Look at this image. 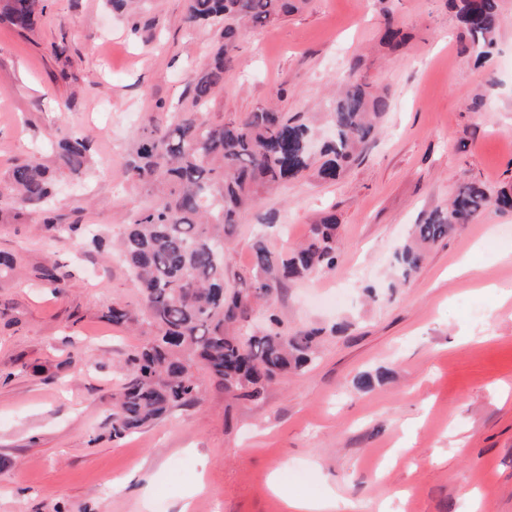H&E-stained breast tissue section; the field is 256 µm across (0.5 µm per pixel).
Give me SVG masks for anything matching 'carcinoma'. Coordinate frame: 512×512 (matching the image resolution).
I'll use <instances>...</instances> for the list:
<instances>
[{"mask_svg":"<svg viewBox=\"0 0 512 512\" xmlns=\"http://www.w3.org/2000/svg\"><path fill=\"white\" fill-rule=\"evenodd\" d=\"M304 0H188L186 21L216 28L222 44L189 82V104L161 128L145 126L127 160L128 172L151 196L135 212L118 243L136 285L139 307L115 302L102 314L115 327L140 332L146 339L128 355L127 373L112 408L111 434L122 438L166 417L176 407L197 405L202 370L228 394L259 398L272 382L311 362L318 331L281 330L271 311L261 335L242 331L256 305L269 302L286 284L330 270L338 260L336 215L328 213L311 227L306 241L286 254L264 241L252 244L253 263L235 275L225 291L226 241L261 192L304 176L312 167L324 181L336 180L345 165L364 149L375 131L374 120L388 111L387 98L373 95L351 68L331 110L333 135L310 150L312 122L262 106L243 117L215 122L208 104L224 87V76L237 60L238 42L248 28L272 26ZM458 14L478 54H488L500 23L499 0H459ZM45 0H0V19L20 32L30 31ZM382 44L397 49L404 37L385 18ZM92 152L87 136L69 135L56 144L58 165L79 175ZM8 206L47 214L54 183L49 167L33 155L9 174ZM512 211V188L490 197L470 183L450 207L431 212L414 225L413 241L395 261L405 279L423 263L424 246L448 237L487 207ZM49 232L79 234L76 224H59L47 215ZM34 279L59 289L69 274L55 262L33 271Z\"/></svg>","mask_w":512,"mask_h":512,"instance_id":"obj_1","label":"carcinoma"}]
</instances>
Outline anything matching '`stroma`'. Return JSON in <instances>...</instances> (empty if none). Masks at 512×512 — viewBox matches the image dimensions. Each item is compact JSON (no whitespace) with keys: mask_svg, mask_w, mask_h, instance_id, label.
I'll return each mask as SVG.
<instances>
[{"mask_svg":"<svg viewBox=\"0 0 512 512\" xmlns=\"http://www.w3.org/2000/svg\"><path fill=\"white\" fill-rule=\"evenodd\" d=\"M47 4L32 31L0 23V193L40 152L60 223L114 241L150 201L126 168L132 137L167 123L216 32L189 26L186 0H147L131 23L105 0ZM499 10L486 59L448 0H307L242 36L214 120L272 102L319 113L327 137L352 69L390 104L340 179L263 193L230 239L229 280L250 268L255 237L282 253L324 213L340 224L336 268L272 299L285 329H320L315 358L261 398L206 378L202 404L112 438L120 368L144 338L101 315L140 290L121 259L58 240L38 214L0 213V251L70 273L57 291L0 281V512H283L281 487L336 494L342 512H512V303H497L512 288V212L457 226L407 281L393 267L411 226L460 187L512 185V0ZM387 12L406 35L396 50L381 42ZM72 133L93 140L79 177L50 149ZM463 261L470 273L452 276ZM364 374L372 385L357 389Z\"/></svg>","mask_w":512,"mask_h":512,"instance_id":"stroma-1","label":"stroma"}]
</instances>
